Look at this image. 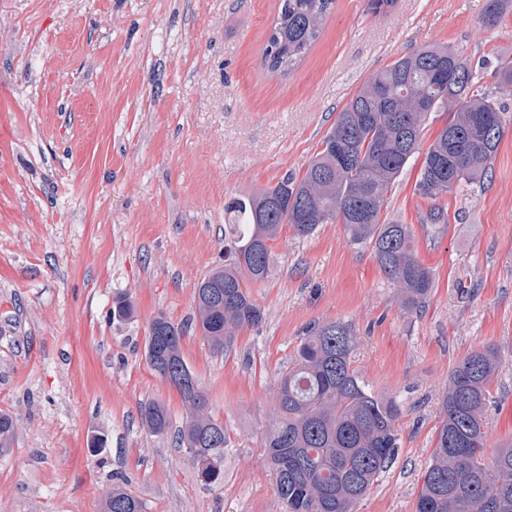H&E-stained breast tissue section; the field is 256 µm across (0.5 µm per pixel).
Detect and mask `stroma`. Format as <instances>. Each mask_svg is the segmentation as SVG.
Returning a JSON list of instances; mask_svg holds the SVG:
<instances>
[{
  "mask_svg": "<svg viewBox=\"0 0 512 512\" xmlns=\"http://www.w3.org/2000/svg\"><path fill=\"white\" fill-rule=\"evenodd\" d=\"M278 0H0V410L18 414L0 455V512H100L121 480L146 512H285L262 437L279 372L305 330L351 326L354 366L401 408L400 446L355 512H415L450 370L490 346L500 361L486 456L512 439V11L486 28V0H335L287 75L261 60ZM470 61L475 93L506 129L483 183L438 201L415 192V153L386 213L410 225L433 288L416 310L343 225L282 227L275 271L252 286L264 311L214 353L191 329L198 282L224 258V203L303 174L359 87L429 45ZM441 208L434 223L427 215ZM126 294L134 314L111 322ZM187 326L184 359L229 444L224 482L204 487L173 434L139 420L155 400L180 424L176 391L149 368L157 314ZM108 432L103 452L88 446Z\"/></svg>",
  "mask_w": 512,
  "mask_h": 512,
  "instance_id": "1",
  "label": "stroma"
}]
</instances>
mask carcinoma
Instances as JSON below:
<instances>
[{
	"label": "carcinoma",
	"mask_w": 512,
	"mask_h": 512,
	"mask_svg": "<svg viewBox=\"0 0 512 512\" xmlns=\"http://www.w3.org/2000/svg\"><path fill=\"white\" fill-rule=\"evenodd\" d=\"M335 0H279L277 18L262 55L268 72H288L318 39ZM512 0H488L484 23L493 27ZM498 89H512V58L494 72ZM469 62L445 45H431L394 61L369 78L338 112L322 149L302 176L234 196L224 206V264L211 268L194 292V328L211 349L232 346L236 331L263 320L250 285L271 275L270 242L282 225L308 236L320 224L341 223L350 243L370 246L380 271L402 287L400 303L420 306L433 274L418 260L412 229L383 217L387 194L416 153L426 120L449 114L429 145L415 188L436 201L487 176L505 132L499 104L472 91ZM133 315L130 301L115 299L112 321ZM187 328L159 313L151 321L146 350L150 369L173 387L185 407L179 447L206 486L224 483V425L210 411L207 393L186 363ZM356 340L340 322L317 324L301 339L293 361L280 372L275 413L263 448L275 475V493L288 512H353L399 448L397 403L373 394L353 368ZM499 364L498 352H472L448 375L441 422L421 475L415 512H512V442L487 459L485 410ZM144 427L163 435L171 427L159 402L140 405ZM17 420L0 412V454L9 451ZM103 512H144L142 499L123 485L104 495Z\"/></svg>",
	"instance_id": "carcinoma-1"
}]
</instances>
